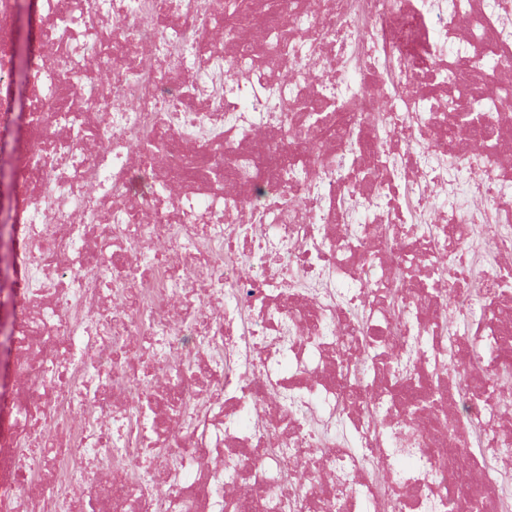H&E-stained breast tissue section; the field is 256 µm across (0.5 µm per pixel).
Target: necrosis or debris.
<instances>
[{
    "instance_id": "necrosis-or-debris-1",
    "label": "necrosis or debris",
    "mask_w": 512,
    "mask_h": 512,
    "mask_svg": "<svg viewBox=\"0 0 512 512\" xmlns=\"http://www.w3.org/2000/svg\"><path fill=\"white\" fill-rule=\"evenodd\" d=\"M41 0L0 243V512H512V0Z\"/></svg>"
}]
</instances>
